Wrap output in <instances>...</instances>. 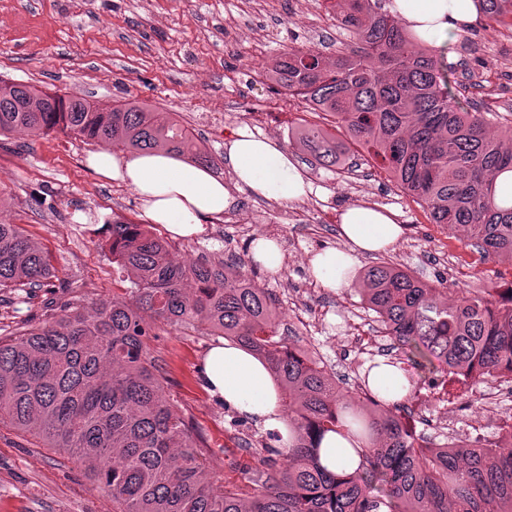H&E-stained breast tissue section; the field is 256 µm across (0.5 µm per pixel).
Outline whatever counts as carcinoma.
I'll use <instances>...</instances> for the list:
<instances>
[{"instance_id": "cac0c4a2", "label": "carcinoma", "mask_w": 512, "mask_h": 512, "mask_svg": "<svg viewBox=\"0 0 512 512\" xmlns=\"http://www.w3.org/2000/svg\"><path fill=\"white\" fill-rule=\"evenodd\" d=\"M352 41L335 57L291 47L269 78L334 118L379 159L432 223L512 261V206L496 201L512 172V129L491 132L431 50L416 48L382 0H335ZM496 25L512 0H482ZM16 129L164 149L207 167L216 161L168 112L128 100L110 108L31 85H0V136ZM297 145L324 168L340 164L325 129L298 127ZM106 246L131 298L50 305L45 318L0 340V422L75 454L112 499V512H512V432L421 449L419 436L364 386L344 396L304 347L279 334L276 302L240 269L198 257L169 260L170 244L145 224L114 218ZM56 276L49 255L16 224L0 223V292L23 303ZM363 301L415 369L465 386L512 374V288L437 298L387 261L367 268ZM230 337L266 360L281 389L291 442L268 449L265 478L225 486L205 479L206 458L168 402L150 353L155 320ZM333 432L358 439L351 473L320 463Z\"/></svg>"}]
</instances>
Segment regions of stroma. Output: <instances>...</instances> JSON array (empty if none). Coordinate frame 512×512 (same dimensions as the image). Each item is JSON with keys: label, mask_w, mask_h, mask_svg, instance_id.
Segmentation results:
<instances>
[{"label": "stroma", "mask_w": 512, "mask_h": 512, "mask_svg": "<svg viewBox=\"0 0 512 512\" xmlns=\"http://www.w3.org/2000/svg\"><path fill=\"white\" fill-rule=\"evenodd\" d=\"M350 40L324 0H0V80L101 105L138 99L156 111L177 113L196 126L219 158L217 176H231L222 162L225 140L251 126L254 113H268L271 139L305 165L313 194L298 203H278L247 189L235 191L237 208L259 209L256 226L214 220L206 236L176 247L236 267L249 263L255 233L278 238L284 250L281 272H258L256 281L279 308H294L313 324V331L298 328L289 338L323 354L345 391L361 385L368 363L400 356L389 339L357 350L351 339L375 336V314L355 287L332 290L312 275L309 260L315 253L343 248L338 226L346 207L366 202L391 209L404 228L392 248L360 257L357 269L385 260L421 281L443 280L445 296L512 287L511 261L477 253L463 234L431 223L426 209L343 129L333 134L351 172L318 168L294 146L289 128L326 125L324 113L271 84H250L244 97L238 92L255 67L281 51L304 46L330 56ZM436 56L454 72L471 111H512V27L480 22L437 49ZM98 147L56 133L0 137V222L20 225L49 253L65 281L34 289L26 304H1V338L41 319L47 300L87 305L111 298L112 256L101 246L105 225L118 215L141 224L146 218L131 190L87 168L88 152ZM216 342L165 325L150 347L166 398L189 423L206 458L222 462L209 476L227 486L242 485L265 471L270 433L204 388L199 366ZM413 380L417 394L402 400L400 413L431 448L453 437L497 439L501 414L512 412V394H502L496 378L450 403L428 398L434 375L417 371ZM111 507V499L70 455L0 425V512H110Z\"/></svg>", "instance_id": "1"}]
</instances>
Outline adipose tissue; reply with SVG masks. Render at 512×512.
<instances>
[{
	"label": "adipose tissue",
	"mask_w": 512,
	"mask_h": 512,
	"mask_svg": "<svg viewBox=\"0 0 512 512\" xmlns=\"http://www.w3.org/2000/svg\"><path fill=\"white\" fill-rule=\"evenodd\" d=\"M388 9L417 42L433 47L454 40L480 14L476 0H390ZM224 159L234 178L230 185L208 168L162 151L125 155L100 149L90 152L87 165L104 180L131 189L149 222L161 225L175 239L204 235L207 220L231 209L232 186L284 203L304 200L314 191L304 167L291 153L250 129H238L225 141ZM401 232L393 211L350 206L339 226L346 249L315 254L310 261L312 273L325 287H346L358 256L385 250ZM202 379L207 391L228 406L288 438L280 393L264 360L240 344L225 341L207 352Z\"/></svg>",
	"instance_id": "ef3b65f1"
}]
</instances>
